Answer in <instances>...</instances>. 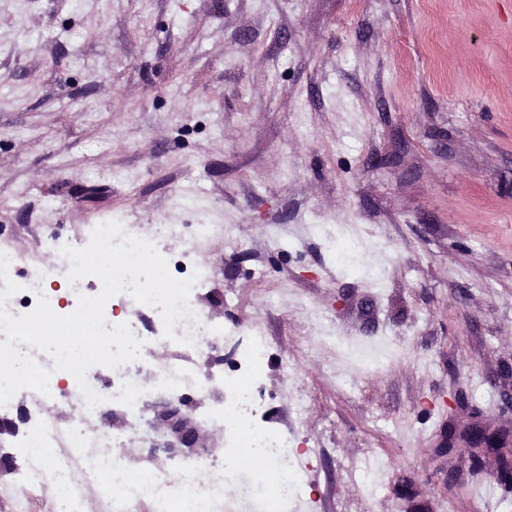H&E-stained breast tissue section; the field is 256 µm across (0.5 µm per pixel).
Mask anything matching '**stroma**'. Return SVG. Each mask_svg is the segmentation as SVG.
Masks as SVG:
<instances>
[{
	"label": "stroma",
	"instance_id": "35a3bbf8",
	"mask_svg": "<svg viewBox=\"0 0 512 512\" xmlns=\"http://www.w3.org/2000/svg\"><path fill=\"white\" fill-rule=\"evenodd\" d=\"M119 222L268 344L297 512H512V0H0V252ZM205 224L186 247L163 227ZM183 414L222 478L210 400ZM163 394L114 414L131 472ZM241 465L216 512H259ZM0 467V512H60ZM506 447L502 443L501 440H491L489 438H485L484 436L474 438V446L472 447L473 457L479 459L481 455H484L488 452H496L501 456L503 465L502 470L509 472L511 471V461H512V448H509L510 451L505 450ZM510 455V459L508 458Z\"/></svg>",
	"mask_w": 512,
	"mask_h": 512
}]
</instances>
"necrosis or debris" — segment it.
Masks as SVG:
<instances>
[{"label": "necrosis or debris", "instance_id": "obj_1", "mask_svg": "<svg viewBox=\"0 0 512 512\" xmlns=\"http://www.w3.org/2000/svg\"><path fill=\"white\" fill-rule=\"evenodd\" d=\"M71 269L68 262L27 269L16 280L20 290L7 300V310L15 316L29 313L43 296L56 314L72 313L74 304L63 303L62 295L55 293L59 286L63 287V294L75 292V285L68 280ZM189 308L191 317L179 321L174 328L173 337L181 339L178 346L181 359L170 360L146 379L134 371L132 362L123 363L114 370L118 395L127 409L134 412L144 395L153 390L176 397L188 388L205 390L221 386V398L209 419L224 426L228 453L224 462L225 478L236 474L243 454H250L259 463L253 472V483L262 498L264 512H289V504L298 494L297 488L289 484V468L284 464L290 454V441L286 433L263 429L254 420V395L263 375L267 344L262 336L254 335L246 345L236 347L234 378H225L218 371L200 370L192 362V355L218 353L225 332L212 324L197 303H190ZM23 351L39 366L49 369L51 376L48 393L23 388L18 391V398L48 403L57 409L70 408L74 397L81 394L75 377L55 370L53 359L37 348L27 345ZM79 421L78 415H71L67 428L63 429L51 419H35L14 449L21 458L18 478L24 485L34 480H55L65 473L63 464L50 462L54 448L63 438H72L74 447L85 449L86 455L77 471L65 473L70 487L68 512H80L84 492L92 485H106L117 491L118 512H139L140 504L145 501L152 502L156 512H184L189 506L195 512H208L223 496V480L192 484L176 478L172 469L165 467L150 468L137 476L130 474L121 462V443L111 427L102 426L85 433L78 430Z\"/></svg>", "mask_w": 512, "mask_h": 512}]
</instances>
